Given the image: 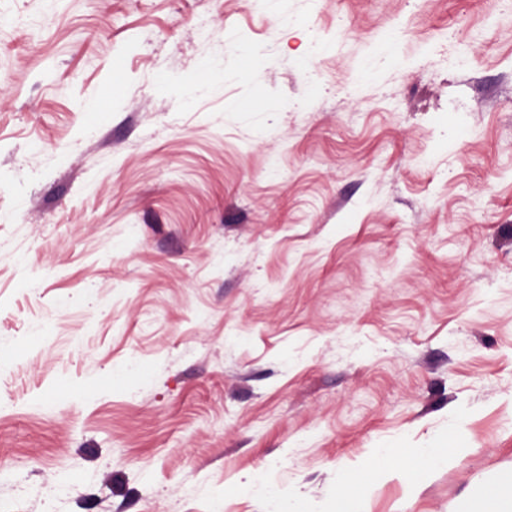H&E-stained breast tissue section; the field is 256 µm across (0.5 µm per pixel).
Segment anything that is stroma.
<instances>
[{
  "instance_id": "35a3bbf8",
  "label": "stroma",
  "mask_w": 512,
  "mask_h": 512,
  "mask_svg": "<svg viewBox=\"0 0 512 512\" xmlns=\"http://www.w3.org/2000/svg\"><path fill=\"white\" fill-rule=\"evenodd\" d=\"M501 8L0 0V512H263L258 469L329 512L452 432L368 512L512 469ZM385 445L374 448L367 464L358 472L346 471L340 476L345 492L336 498L335 512H367V496L373 485L394 474H403L413 485H419L442 461L461 452L454 437L448 445L431 443L430 448H409L403 459L402 448ZM448 447V448H447Z\"/></svg>"
}]
</instances>
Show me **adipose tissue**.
I'll return each instance as SVG.
<instances>
[{"label":"adipose tissue","instance_id":"adipose-tissue-1","mask_svg":"<svg viewBox=\"0 0 512 512\" xmlns=\"http://www.w3.org/2000/svg\"><path fill=\"white\" fill-rule=\"evenodd\" d=\"M460 451L455 439L445 445L434 442L427 448H413L406 454L392 445L373 449L361 470L341 474L344 491L336 500L335 512H367L368 493L379 480L400 473L412 484H420L440 462ZM247 486L263 502L265 512H305L302 500L274 483L266 471L250 474ZM454 512H512V471H501L480 496L460 498Z\"/></svg>","mask_w":512,"mask_h":512}]
</instances>
